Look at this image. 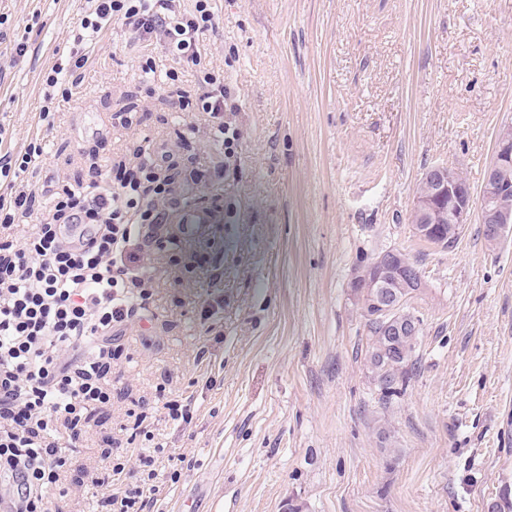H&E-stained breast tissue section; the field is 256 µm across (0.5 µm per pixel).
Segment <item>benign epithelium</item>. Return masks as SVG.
Wrapping results in <instances>:
<instances>
[{"mask_svg":"<svg viewBox=\"0 0 512 512\" xmlns=\"http://www.w3.org/2000/svg\"><path fill=\"white\" fill-rule=\"evenodd\" d=\"M512 168V140L503 139L489 165L482 193L483 207L491 209L495 222L489 226L490 237L497 240L512 230V200L507 197L509 188L503 176ZM428 192L416 196L414 213L420 223L414 225L415 233L422 237H434L438 244L446 243L442 225L446 222L461 226L469 222L474 201L469 194L458 188L453 169L441 164L430 168L424 175ZM422 287V278L414 266L396 251L373 258L358 266L351 278V292H366L372 301L371 318L383 326V336L393 350H403L401 339L415 333L417 318L406 317L396 302L395 288Z\"/></svg>","mask_w":512,"mask_h":512,"instance_id":"7a95c632","label":"benign epithelium"}]
</instances>
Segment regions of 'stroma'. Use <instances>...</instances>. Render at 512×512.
I'll return each mask as SVG.
<instances>
[{"label": "stroma", "instance_id": "1", "mask_svg": "<svg viewBox=\"0 0 512 512\" xmlns=\"http://www.w3.org/2000/svg\"><path fill=\"white\" fill-rule=\"evenodd\" d=\"M81 7L0 0V156L42 143L25 181L45 209L46 177L75 185L163 146L181 195L137 242L148 308L122 327L112 405L91 412L54 512H100L91 477L107 448L139 485L129 455L145 447L163 482L153 512H512V233L488 239L476 210L443 248L412 224L433 166L481 197L512 126V0H215L204 47L240 134L229 168L208 115L160 88L172 57L155 46L144 76L117 28L40 120L42 75ZM190 205L206 211L203 237L177 234ZM389 250L423 286L409 302L417 370L384 403L349 282ZM176 396L191 423L165 415Z\"/></svg>", "mask_w": 512, "mask_h": 512}]
</instances>
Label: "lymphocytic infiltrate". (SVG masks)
<instances>
[{"label": "lymphocytic infiltrate", "mask_w": 512, "mask_h": 512, "mask_svg": "<svg viewBox=\"0 0 512 512\" xmlns=\"http://www.w3.org/2000/svg\"><path fill=\"white\" fill-rule=\"evenodd\" d=\"M85 0L76 23V50L62 55L42 78V114L55 98H71L80 84L100 34L120 25L128 43L148 49L162 43L176 60L163 83L179 110L204 112L213 120V136L225 164L237 163L235 137L224 119L227 92L222 70L211 67L202 43L215 28L213 0ZM197 75L195 91L183 87L181 75ZM42 154L37 142L24 152L0 157V179L18 180ZM162 156L146 175L137 168L97 169L87 183L57 185L52 204L34 209L36 193L21 185L0 196V512H49V492L56 487L88 430L89 411L110 404L112 340L118 328L144 309L141 256L132 247L147 224L166 214L144 202L136 187L145 177L158 196L173 189L162 177ZM36 218L33 233L16 237L14 226ZM89 227V237L74 240L62 229ZM136 456L148 474L132 489L111 491L124 471L115 465L95 478L104 493L103 512H149L159 491L152 455Z\"/></svg>", "instance_id": "f902f5d3"}]
</instances>
